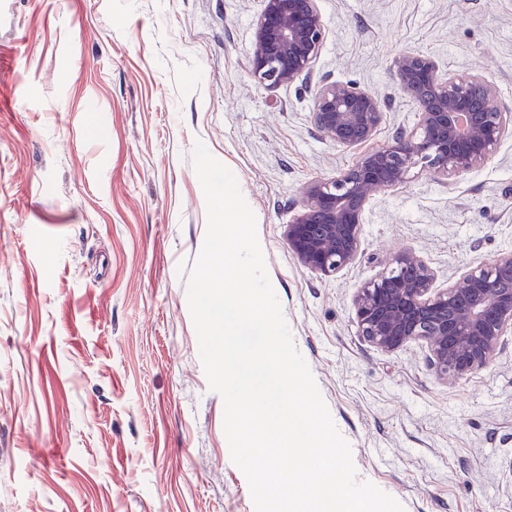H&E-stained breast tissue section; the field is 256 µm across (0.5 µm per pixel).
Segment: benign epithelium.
<instances>
[{
    "instance_id": "7a95c632",
    "label": "benign epithelium",
    "mask_w": 512,
    "mask_h": 512,
    "mask_svg": "<svg viewBox=\"0 0 512 512\" xmlns=\"http://www.w3.org/2000/svg\"><path fill=\"white\" fill-rule=\"evenodd\" d=\"M325 36L316 0H263L254 21L251 73L270 86L315 81V130L340 147H357L372 138L384 107L352 83L315 77ZM395 75L418 109L416 126L397 131L336 178L309 183L287 225L299 263L323 276L357 259L373 193L406 182L417 169L444 180L474 170L512 130V113L490 105L493 89L480 75L442 72L414 53L397 59ZM353 303L364 341L385 352L425 343L429 367L440 379H466L489 365L512 335V250L468 268L443 289L434 287L420 256L401 252L358 289Z\"/></svg>"
}]
</instances>
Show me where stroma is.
I'll use <instances>...</instances> for the list:
<instances>
[{
    "mask_svg": "<svg viewBox=\"0 0 512 512\" xmlns=\"http://www.w3.org/2000/svg\"><path fill=\"white\" fill-rule=\"evenodd\" d=\"M317 75L412 129L406 51L483 76L512 110V0H317ZM261 0H0V512H255L187 299L207 231L196 142L232 170L272 286L357 478L405 512H512V335L446 383L419 343L358 334L353 297L413 249L435 285L512 249V135L480 168L369 200L324 277L286 238L305 185L360 149L322 138L302 80L249 71Z\"/></svg>",
    "mask_w": 512,
    "mask_h": 512,
    "instance_id": "stroma-1",
    "label": "stroma"
}]
</instances>
